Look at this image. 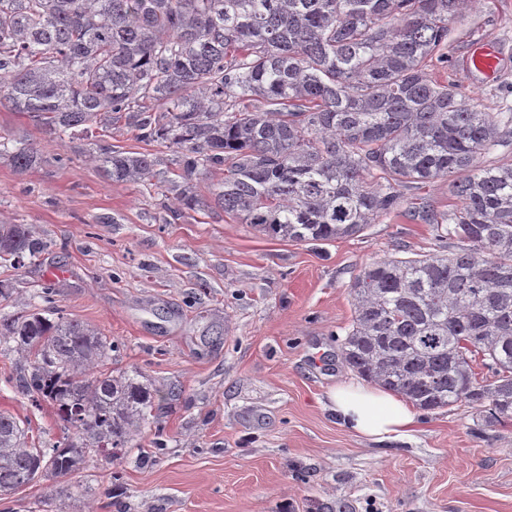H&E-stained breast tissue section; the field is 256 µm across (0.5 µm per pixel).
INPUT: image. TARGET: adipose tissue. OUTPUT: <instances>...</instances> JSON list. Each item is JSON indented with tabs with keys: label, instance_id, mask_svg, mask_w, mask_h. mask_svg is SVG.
<instances>
[{
	"label": "adipose tissue",
	"instance_id": "ef3b65f1",
	"mask_svg": "<svg viewBox=\"0 0 512 512\" xmlns=\"http://www.w3.org/2000/svg\"><path fill=\"white\" fill-rule=\"evenodd\" d=\"M331 409L342 427L376 440L413 433L416 414L383 389L360 383L342 384L331 395Z\"/></svg>",
	"mask_w": 512,
	"mask_h": 512
}]
</instances>
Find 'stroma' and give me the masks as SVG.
<instances>
[{"mask_svg":"<svg viewBox=\"0 0 512 512\" xmlns=\"http://www.w3.org/2000/svg\"><path fill=\"white\" fill-rule=\"evenodd\" d=\"M487 44L502 54L498 76L465 72ZM447 72L469 103L512 113V0H469L452 18ZM4 137L38 162L21 173L0 158V222L27 225L47 247L25 267L0 266V319L54 305L115 342L114 366L169 397L121 458L57 479L52 494L46 481L25 485L0 512H512V423L463 406L421 410L410 437L373 442L330 409V391L358 378L341 350L353 276L449 250L432 225L385 218L352 237L283 241L225 216L205 189L202 207L170 223L171 149L121 124L102 138L154 153L149 185L112 181L87 164L89 140L0 107ZM21 364L0 347V410L62 444L52 409L17 388Z\"/></svg>","mask_w":512,"mask_h":512,"instance_id":"stroma-1","label":"stroma"}]
</instances>
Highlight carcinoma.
Masks as SVG:
<instances>
[{
	"mask_svg": "<svg viewBox=\"0 0 512 512\" xmlns=\"http://www.w3.org/2000/svg\"><path fill=\"white\" fill-rule=\"evenodd\" d=\"M467 0H0V106L60 135L125 121L177 154L178 210L211 181L224 215L279 240L329 241L399 213L400 188L448 182L456 203L407 211L453 244L393 256L349 285L342 345L363 379L424 411L465 406L512 422V113L462 99L436 63ZM19 172L27 143L0 140ZM115 181L152 180L155 158L90 153ZM222 178H217V175ZM44 243L0 224V261L21 267ZM25 366L18 387L49 404L66 442L30 446L0 412V496L118 456L159 391L105 368L114 343L63 316L0 322Z\"/></svg>",
	"mask_w": 512,
	"mask_h": 512,
	"instance_id": "carcinoma-1",
	"label": "carcinoma"
}]
</instances>
